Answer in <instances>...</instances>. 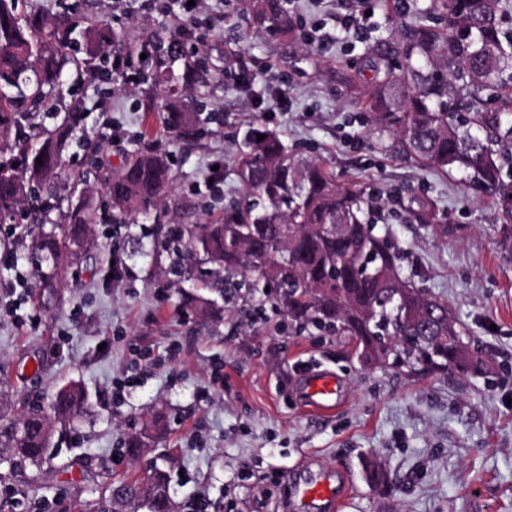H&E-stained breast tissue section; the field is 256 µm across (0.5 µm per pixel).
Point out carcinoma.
Returning <instances> with one entry per match:
<instances>
[{
	"label": "carcinoma",
	"instance_id": "1",
	"mask_svg": "<svg viewBox=\"0 0 512 512\" xmlns=\"http://www.w3.org/2000/svg\"><path fill=\"white\" fill-rule=\"evenodd\" d=\"M21 0H0V137L21 136L51 95L62 89L64 71L91 67L106 46L114 55L149 50L154 69L142 82L151 86L144 111H165L166 129L191 142L204 129L207 100L223 72L206 59L189 55V31L158 33L141 43L115 31L79 8L52 16ZM433 24L403 23L395 52L405 65L377 57L371 89L364 101L372 121L393 132L403 152L425 166L459 172L493 202L503 224L512 223V0H433ZM252 23L259 30L285 39L296 36L298 24L289 0H248ZM182 71H174L176 62ZM463 91L471 103L451 102ZM496 96L500 106L485 112L474 105L483 93ZM77 110L31 149L18 144L23 164L17 165L0 148V223L13 220L23 201L51 208L62 202L55 182L64 148L77 125ZM264 139L257 140V135ZM41 162H36V159ZM237 177L244 188L240 201L224 207L209 224H179L165 236L175 255L173 272L192 279L210 267L205 288L184 297L183 306L197 318L224 314L228 294L238 298L268 286L279 295L264 294L257 305H270L298 334L328 336L353 344L365 367L405 369L413 374L473 375L482 366L473 362L471 343L452 315L448 303L402 277L401 254L376 231L369 219L370 202L362 188L336 180L326 164L288 148L267 128L252 129L238 159ZM171 190L165 156L133 151L112 176L107 191L112 223L124 224L132 215L150 216ZM69 222L31 237L27 254L35 265L39 288L57 287L63 273L80 261L89 239L90 217L82 198L68 200ZM404 210L416 224L441 223L434 199L407 195ZM413 336L409 345L387 346L385 339L402 330ZM87 395L70 382L57 389L45 416L33 405L20 417L0 426V459L39 465L53 432L50 420L62 424L83 413ZM167 420L160 410L148 411L141 429L125 441L131 456L165 434ZM368 482L382 488L387 473L375 461L366 466ZM140 481L125 479L113 495L112 508L145 501L148 512H167L172 505L150 494L137 495Z\"/></svg>",
	"mask_w": 512,
	"mask_h": 512
}]
</instances>
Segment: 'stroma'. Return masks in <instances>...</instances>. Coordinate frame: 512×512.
<instances>
[{
	"label": "stroma",
	"mask_w": 512,
	"mask_h": 512,
	"mask_svg": "<svg viewBox=\"0 0 512 512\" xmlns=\"http://www.w3.org/2000/svg\"><path fill=\"white\" fill-rule=\"evenodd\" d=\"M113 29L135 37L175 29L181 0H91ZM431 0H368L363 38L339 22L341 0H293L301 23L286 41L255 30L243 0H207L187 41L224 69L207 107L201 140L165 133L161 113L142 110L138 87L103 72L68 69L58 109L78 102L80 129L63 154L61 188L81 180L92 201V235L83 261L69 268L42 302L26 245L34 233L66 221V205L33 221L21 203L14 223L0 224V397L11 416L48 405L64 384L81 383L90 408L79 424L54 425L41 468L0 463V512H106L105 490L153 467L170 476L178 512H287L309 473L339 478L337 512H512V255L498 245L501 222L492 201L460 174L418 164L396 135L377 128L360 104L370 84V56L386 52L401 22ZM325 41H311L313 26ZM282 87L290 108L270 112L252 91ZM278 132L299 153L325 162L339 182L376 198L371 219L399 248L403 277L447 301L489 360V373L461 378L409 376L362 366L347 343L277 331L276 313L259 320L253 299L227 305L201 321L180 312L188 282L170 275L159 239L135 224L106 221L105 182L135 150L165 155L174 192L156 221L221 216L242 194L238 153L256 125ZM224 168L211 187L212 165ZM437 200L448 234L408 221L407 190ZM121 267V278L111 275ZM333 372L340 401L331 415L306 406L302 367ZM125 384L124 397L103 399ZM164 410L168 433L142 449L124 450L144 413ZM378 460L384 489L370 485L365 464Z\"/></svg>",
	"instance_id": "35a3bbf8"
}]
</instances>
